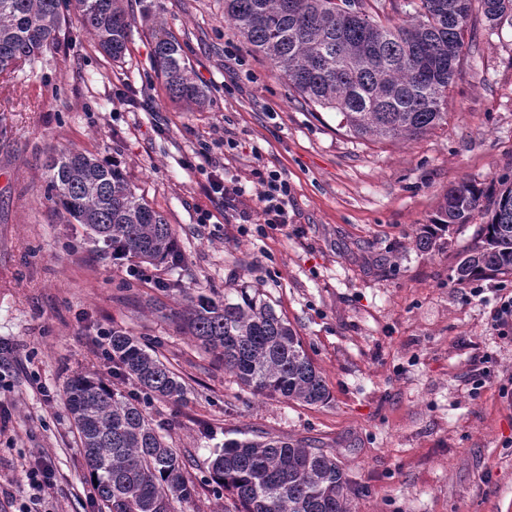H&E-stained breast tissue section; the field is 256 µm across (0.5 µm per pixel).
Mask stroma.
I'll return each instance as SVG.
<instances>
[{"label": "stroma", "mask_w": 512, "mask_h": 512, "mask_svg": "<svg viewBox=\"0 0 512 512\" xmlns=\"http://www.w3.org/2000/svg\"><path fill=\"white\" fill-rule=\"evenodd\" d=\"M209 86L202 112L172 102L151 62L138 0H127L132 36L110 64L66 11L59 45L0 98V512H17L23 464L52 461L43 512H98L85 479L66 384L77 373L112 377L108 331L155 344L188 387L184 403L154 402L148 415L189 452L200 478L228 438L309 440L335 452L354 480L351 512H512V334L491 326L496 280L450 276L484 223L450 226L438 247L416 248L449 187L512 177V16L490 27L474 14L448 120L408 141L373 142L304 102L224 20V0H155ZM150 96L132 103V90ZM215 143L227 172L287 177L289 224L258 235L225 223L200 193L192 166ZM78 149L118 161L172 224L182 268L129 276L45 195L47 159ZM210 221H202V211ZM188 288L249 286L292 323L328 390L309 406L243 389L165 316L159 282ZM488 374L484 388L472 380Z\"/></svg>", "instance_id": "35a3bbf8"}]
</instances>
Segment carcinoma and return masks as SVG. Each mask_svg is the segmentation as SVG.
<instances>
[{
  "label": "carcinoma",
  "instance_id": "carcinoma-1",
  "mask_svg": "<svg viewBox=\"0 0 512 512\" xmlns=\"http://www.w3.org/2000/svg\"><path fill=\"white\" fill-rule=\"evenodd\" d=\"M474 0H406V20L384 23L367 13L350 15L337 0H224V19L265 57L310 104L328 109L357 138L410 140L447 116L446 91L457 76ZM70 0H0V89L15 87L18 73L56 47ZM82 28L108 59L124 61L131 25L124 0H75ZM152 22L153 65L169 98L187 107L210 103L178 37L156 15L154 0H139ZM490 24L512 14V0H479ZM47 199L112 256L138 264L184 263L166 217L138 195L124 171L89 153L65 150L49 158ZM487 218L462 252L452 277L464 283L512 275V181L488 186L463 181L448 188L415 236L428 251L453 224L475 211ZM179 300V328L224 371L254 394L317 405L328 398L325 381L288 319L257 288L193 292L178 279L162 283ZM116 375L137 391L122 393L78 373L66 387L95 497L107 512H174L190 503L197 484L233 495L237 512H350L352 479L336 456L304 440L266 436L227 439L215 450L208 475L192 478L189 456L168 443L164 428L144 406L180 403L187 386L122 329L112 330Z\"/></svg>",
  "mask_w": 512,
  "mask_h": 512
}]
</instances>
